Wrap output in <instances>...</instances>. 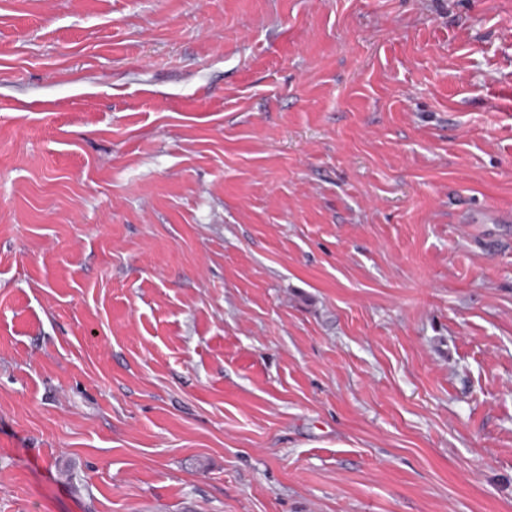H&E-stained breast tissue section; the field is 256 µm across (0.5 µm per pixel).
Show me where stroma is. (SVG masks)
<instances>
[{
    "mask_svg": "<svg viewBox=\"0 0 512 512\" xmlns=\"http://www.w3.org/2000/svg\"><path fill=\"white\" fill-rule=\"evenodd\" d=\"M0 512H512V0H0Z\"/></svg>",
    "mask_w": 512,
    "mask_h": 512,
    "instance_id": "1",
    "label": "stroma"
}]
</instances>
